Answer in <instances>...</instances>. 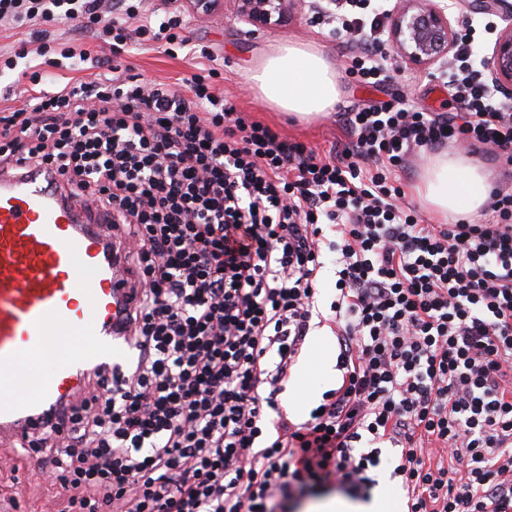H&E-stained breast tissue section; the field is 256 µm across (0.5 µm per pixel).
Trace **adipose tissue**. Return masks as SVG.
Returning <instances> with one entry per match:
<instances>
[{
	"instance_id": "adipose-tissue-1",
	"label": "adipose tissue",
	"mask_w": 512,
	"mask_h": 512,
	"mask_svg": "<svg viewBox=\"0 0 512 512\" xmlns=\"http://www.w3.org/2000/svg\"><path fill=\"white\" fill-rule=\"evenodd\" d=\"M249 80L278 111L305 120L332 112L340 95L323 53L292 43L280 44ZM418 193L425 206L443 215L474 214L488 202L489 183L467 155H437L424 169Z\"/></svg>"
}]
</instances>
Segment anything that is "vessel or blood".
I'll use <instances>...</instances> for the list:
<instances>
[{"label": "vessel or blood", "mask_w": 512, "mask_h": 512, "mask_svg": "<svg viewBox=\"0 0 512 512\" xmlns=\"http://www.w3.org/2000/svg\"><path fill=\"white\" fill-rule=\"evenodd\" d=\"M59 180L52 169L0 174V439L44 431L119 340L129 290L112 233L57 192ZM52 336L87 343L21 395Z\"/></svg>", "instance_id": "1"}]
</instances>
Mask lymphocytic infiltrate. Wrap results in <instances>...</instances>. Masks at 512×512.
<instances>
[{
  "instance_id": "obj_1",
  "label": "lymphocytic infiltrate",
  "mask_w": 512,
  "mask_h": 512,
  "mask_svg": "<svg viewBox=\"0 0 512 512\" xmlns=\"http://www.w3.org/2000/svg\"><path fill=\"white\" fill-rule=\"evenodd\" d=\"M370 2L335 0L318 19L346 39L373 31L347 72L382 83L392 62ZM103 6L0 0V22L37 44L0 60L27 94L0 111V172L57 169L61 190L109 223L136 297L123 324L135 367L101 369L64 405L60 441H28L63 512H285L324 484L366 498L384 442L401 449L406 512H512V191L493 193L496 223L428 224L392 178L447 145L512 165V103L481 82L473 31L443 73L455 113L353 107L351 147L321 157L216 94V56L177 17ZM70 21L101 26L109 56L55 39L51 25ZM149 42L177 43L206 74L185 94L142 81L121 59ZM85 63L46 89L45 68ZM327 250L342 383L296 425L277 396Z\"/></svg>"
}]
</instances>
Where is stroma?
Returning a JSON list of instances; mask_svg holds the SVG:
<instances>
[{
    "label": "stroma",
    "instance_id": "1",
    "mask_svg": "<svg viewBox=\"0 0 512 512\" xmlns=\"http://www.w3.org/2000/svg\"><path fill=\"white\" fill-rule=\"evenodd\" d=\"M315 7L313 0H303L298 10L281 27L270 33L253 34L248 24L240 20L234 0H223L213 15L199 19L187 16L183 36L192 43L209 48L223 59L217 77L211 85L217 92L234 100L248 118L263 122L289 139L304 143L319 156L331 150L349 146L352 136L341 120L342 112L351 106H365L392 99L402 100L409 108L434 114L453 111L452 91L443 87L439 75L442 65L424 69L400 64L392 71L388 81L380 87H368L356 82L346 72V57L356 51V44L342 43L329 26H316L310 21ZM451 22L456 30H465L474 24V50L479 60H486L506 25L504 16L472 11L464 5L452 8ZM290 42L310 45L320 50L331 62L339 85L340 99L335 112L311 120H298L275 112L265 104L247 79L251 68L259 65L280 44ZM136 73L145 81L182 82L196 74L198 68L184 50L164 51L152 46L133 49L129 58ZM400 448L383 444L381 464L375 470L378 489L391 506L392 512H403L405 493L391 473L400 460ZM25 481L26 492L17 502L0 504V512H61L63 507L56 489L45 478L26 479L20 466L14 443L0 442V495L9 493L13 484Z\"/></svg>",
    "mask_w": 512,
    "mask_h": 512
}]
</instances>
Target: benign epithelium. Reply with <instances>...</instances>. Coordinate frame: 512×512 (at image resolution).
I'll use <instances>...</instances> for the list:
<instances>
[{"instance_id": "1", "label": "benign epithelium", "mask_w": 512, "mask_h": 512, "mask_svg": "<svg viewBox=\"0 0 512 512\" xmlns=\"http://www.w3.org/2000/svg\"><path fill=\"white\" fill-rule=\"evenodd\" d=\"M240 18L255 31L279 25L298 0H235ZM472 8L512 19V0H472ZM387 42L403 62L429 67L444 62L454 50L457 32L448 5L434 0H399L387 14ZM488 78L512 94V23L498 36L488 64Z\"/></svg>"}]
</instances>
